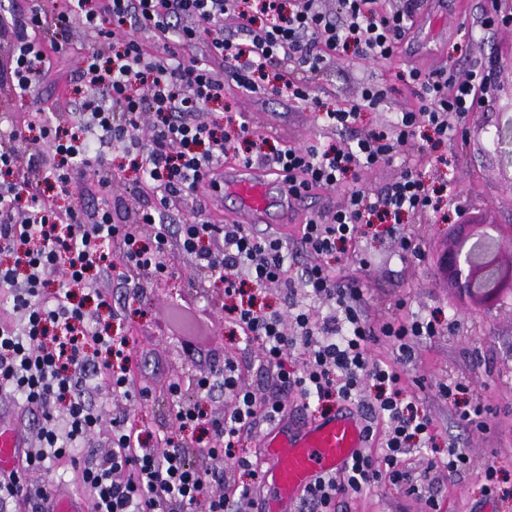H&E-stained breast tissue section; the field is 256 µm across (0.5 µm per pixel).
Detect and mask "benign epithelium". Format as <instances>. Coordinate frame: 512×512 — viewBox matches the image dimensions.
<instances>
[{
	"instance_id": "7a95c632",
	"label": "benign epithelium",
	"mask_w": 512,
	"mask_h": 512,
	"mask_svg": "<svg viewBox=\"0 0 512 512\" xmlns=\"http://www.w3.org/2000/svg\"><path fill=\"white\" fill-rule=\"evenodd\" d=\"M499 146H508L506 165L512 167V119L499 129ZM473 231L456 241L452 248L450 274L464 296L482 306L493 307L512 295V225L470 224Z\"/></svg>"
}]
</instances>
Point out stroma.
Instances as JSON below:
<instances>
[{"label": "stroma", "mask_w": 512, "mask_h": 512, "mask_svg": "<svg viewBox=\"0 0 512 512\" xmlns=\"http://www.w3.org/2000/svg\"><path fill=\"white\" fill-rule=\"evenodd\" d=\"M485 4L486 0H424L411 36L399 46L393 61L338 56L328 77L315 87L311 101L252 97L239 93L234 82L228 81L224 105L291 145L319 141L349 146L411 105V98L395 91L400 70L444 69L458 77L489 55H496L502 69L493 102L462 118L460 127L466 130V137L440 146L449 166L437 168L424 162L419 169L429 182L448 184L472 222L512 224V185L490 145L497 125L512 116V27L492 28L472 38L459 30L461 23L479 17ZM82 43L81 30L73 29L68 44L55 53L54 66L43 85L30 101H16L15 111L50 112L71 95L75 55ZM367 83L387 89L383 109L363 112L352 129L326 128L322 108L333 109L357 98ZM403 225L405 232L418 238L421 259L403 262L393 256L385 227L374 224L358 240L355 254L336 262V273L357 278L370 310H386L398 318L422 312L445 325L440 336L420 341L417 359L405 374L406 380L421 381V388L415 391L419 406L437 422L434 455L447 457L452 438L470 454V466L432 475L442 512H512V298L487 310L462 297L448 280L443 258L457 237L454 221L428 223L408 216ZM360 254L374 257L370 270L359 269L356 257ZM168 261L166 275L145 282L144 300L128 303L122 316L112 322L113 330L135 340L141 360L136 382L151 391L149 399L137 403L136 411L141 426L155 437L172 430L167 386L187 371L203 372L214 361L232 358L245 370L249 383L262 389L269 383L257 345L232 334L224 323H217L213 338L199 346L194 356L184 353L178 338L168 330L160 307L184 301L202 306L224 290L218 284L201 282L190 256L175 250ZM451 377L475 387L487 411V430L469 431L438 396L437 383ZM488 463L494 465L499 482L497 493L491 496L483 492V468ZM336 512H429V507L426 500L406 497L398 487L382 482L368 494L338 503Z\"/></svg>", "instance_id": "1"}]
</instances>
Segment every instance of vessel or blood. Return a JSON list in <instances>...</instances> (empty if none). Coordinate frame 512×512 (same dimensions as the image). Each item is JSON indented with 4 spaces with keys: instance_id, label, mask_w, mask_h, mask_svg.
Wrapping results in <instances>:
<instances>
[{
    "instance_id": "vessel-or-blood-1",
    "label": "vessel or blood",
    "mask_w": 512,
    "mask_h": 512,
    "mask_svg": "<svg viewBox=\"0 0 512 512\" xmlns=\"http://www.w3.org/2000/svg\"><path fill=\"white\" fill-rule=\"evenodd\" d=\"M224 191L236 205L227 218L236 224H287L300 206L288 191V180L271 169L245 164L224 167ZM29 439L13 418L0 415V473L15 469ZM366 445L363 423L355 413L310 419L294 427L290 414H283L262 436L258 464L271 480L276 497L275 512H294L303 492L324 473H336ZM47 512H87L85 499L67 487L53 491Z\"/></svg>"
}]
</instances>
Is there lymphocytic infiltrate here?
Listing matches in <instances>:
<instances>
[{
  "label": "lymphocytic infiltrate",
  "mask_w": 512,
  "mask_h": 512,
  "mask_svg": "<svg viewBox=\"0 0 512 512\" xmlns=\"http://www.w3.org/2000/svg\"><path fill=\"white\" fill-rule=\"evenodd\" d=\"M339 6L332 18L317 0H54L51 12L35 6L0 20L7 44L0 83L20 99L40 86L73 23L88 42L73 88L79 111L37 112L18 123L11 101L0 99V298L7 303L0 310V400L21 402L40 423L37 449H23L17 473L0 476V512H45L52 476L66 460L90 512H238L251 490L236 476L257 472L239 447L294 394L320 405L362 402L368 411L367 448L342 472L309 487L299 512H333L337 501L384 479L434 507L430 473L467 466V453L453 440L447 457L427 453L436 424L401 371L419 341L438 335V321L420 313L370 315L362 289L338 279L332 262L355 247L368 224L387 225L401 258L421 256L417 240L400 231L404 216L441 214L453 197L424 180L408 158L416 152L434 166L447 165L437 148L456 138L457 117L488 102L498 61L488 58L460 79L443 70L398 72L413 106L343 148L276 147L242 115L220 120L209 111L223 101L228 79L251 95L306 101L336 54L393 59L412 32L419 0H404L391 12L378 10L376 0H339ZM229 12L237 19L232 33L224 30ZM143 32L152 47L141 42ZM385 97L378 86H366L358 100L326 110L327 128L352 127ZM422 127L428 133L419 144ZM114 150L123 166L113 167ZM228 158L287 173L290 192L306 198L343 189L339 205L303 218L293 248L308 258L302 277L320 310L258 306L272 285L291 299L292 248L272 233L212 223L209 202L222 187ZM400 158L406 165L395 182L375 191L361 184V173ZM128 170L154 204L136 223L118 224L110 199ZM187 198L188 218L168 229V216ZM144 224L157 225L152 240L142 237ZM174 245L192 257L197 276L222 285L216 308L232 333L258 345L273 388L256 389L232 359L211 364L206 373L169 384L175 432L152 441L134 413L117 418L108 406L150 392L135 383L130 336L113 334L98 311L120 316L107 292L115 280L132 300L142 299L139 275L166 274ZM383 338L391 344L389 362L372 353ZM188 388L195 403L181 400ZM369 388L375 395L366 403L362 393ZM437 389L461 421L486 429L468 384L452 378ZM217 394L224 415L212 419L202 404ZM190 428L204 437L189 453L174 435ZM412 448L418 455L410 467L404 457ZM193 454L222 458L224 466L193 465Z\"/></svg>",
  "instance_id": "f902f5d3"
}]
</instances>
